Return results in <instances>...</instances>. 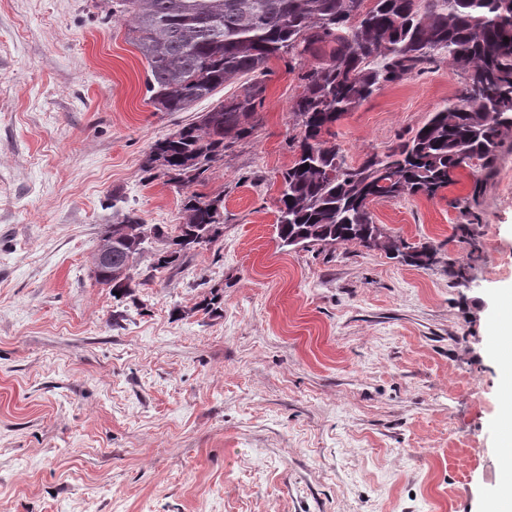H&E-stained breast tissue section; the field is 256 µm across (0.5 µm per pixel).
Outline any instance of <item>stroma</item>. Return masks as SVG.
Returning a JSON list of instances; mask_svg holds the SVG:
<instances>
[{"mask_svg": "<svg viewBox=\"0 0 512 512\" xmlns=\"http://www.w3.org/2000/svg\"><path fill=\"white\" fill-rule=\"evenodd\" d=\"M105 0H0V512H489L512 336V130L497 166L370 203L428 268L355 243L281 248L278 187L302 64L269 63L261 121L203 181L146 170L154 143L239 89L159 112ZM447 56L384 84L332 139L347 164L456 99ZM224 233L131 297L96 282L105 226ZM479 218L476 242L454 227ZM465 278H458V270ZM221 313L205 314L210 292Z\"/></svg>", "mask_w": 512, "mask_h": 512, "instance_id": "obj_1", "label": "stroma"}]
</instances>
